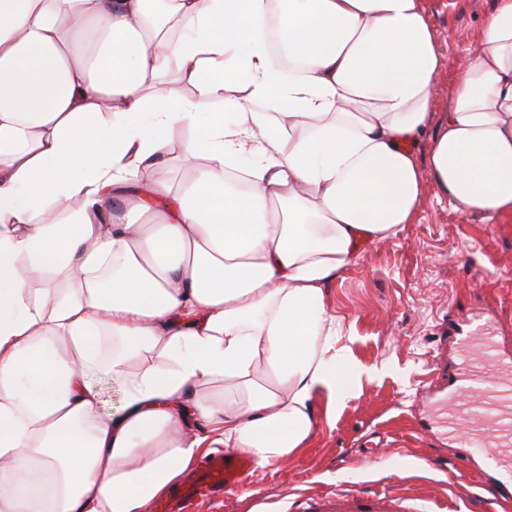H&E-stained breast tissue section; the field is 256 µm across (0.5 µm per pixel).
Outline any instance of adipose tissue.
Here are the masks:
<instances>
[{
    "label": "adipose tissue",
    "mask_w": 512,
    "mask_h": 512,
    "mask_svg": "<svg viewBox=\"0 0 512 512\" xmlns=\"http://www.w3.org/2000/svg\"><path fill=\"white\" fill-rule=\"evenodd\" d=\"M441 65L421 0H0V512H151L211 446L284 461L374 376L324 304L360 246L427 181L512 216V0L422 156ZM93 385L100 391L102 398L109 404L118 399V386L113 384L112 376L102 367H95L90 371Z\"/></svg>",
    "instance_id": "ef3b65f1"
}]
</instances>
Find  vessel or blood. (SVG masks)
<instances>
[{
	"instance_id": "vessel-or-blood-1",
	"label": "vessel or blood",
	"mask_w": 512,
	"mask_h": 512,
	"mask_svg": "<svg viewBox=\"0 0 512 512\" xmlns=\"http://www.w3.org/2000/svg\"><path fill=\"white\" fill-rule=\"evenodd\" d=\"M481 391L478 404L468 403L471 391ZM448 435L469 446L490 449L498 458L512 460V362L501 358L497 340L479 339V350L468 360L456 386L448 393ZM252 460L221 450L188 471L157 505V512H199L202 504L218 502L253 473ZM314 512H400L398 497L385 492L364 497L324 496Z\"/></svg>"
}]
</instances>
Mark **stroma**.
<instances>
[{
	"label": "stroma",
	"mask_w": 512,
	"mask_h": 512,
	"mask_svg": "<svg viewBox=\"0 0 512 512\" xmlns=\"http://www.w3.org/2000/svg\"><path fill=\"white\" fill-rule=\"evenodd\" d=\"M422 4L443 57L436 126L448 109L446 88L478 42L493 0ZM324 304L341 328L337 347L378 373L339 402L317 396L306 446L249 476L231 495L234 512H303L310 497L380 490L401 497L403 512H437L442 499L488 512L495 489H512V466L488 449L455 446L435 424L432 405L458 372L441 332L488 323L512 358V217L460 214L424 183L413 222L361 248L326 288ZM463 456L472 472L459 478Z\"/></svg>",
	"instance_id": "1"
}]
</instances>
